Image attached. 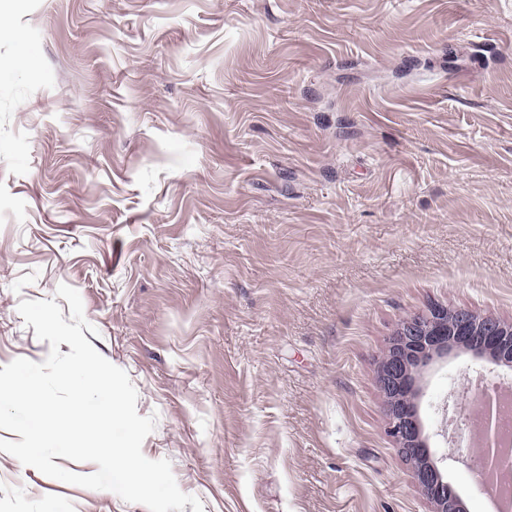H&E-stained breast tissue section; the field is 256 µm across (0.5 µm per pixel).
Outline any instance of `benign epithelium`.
Here are the masks:
<instances>
[{"label":"benign epithelium","instance_id":"7a95c632","mask_svg":"<svg viewBox=\"0 0 512 512\" xmlns=\"http://www.w3.org/2000/svg\"><path fill=\"white\" fill-rule=\"evenodd\" d=\"M454 349L511 368L512 322L461 308L434 307L402 322L380 366L379 383L390 430L400 451L412 462L416 483L433 504V512H465V507L445 480L423 435L418 375L421 367ZM474 401L484 417V468L493 472L507 464L498 448V403L484 392Z\"/></svg>","mask_w":512,"mask_h":512}]
</instances>
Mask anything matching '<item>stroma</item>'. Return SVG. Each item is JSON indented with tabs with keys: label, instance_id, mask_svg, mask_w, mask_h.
<instances>
[{
	"label": "stroma",
	"instance_id": "1",
	"mask_svg": "<svg viewBox=\"0 0 512 512\" xmlns=\"http://www.w3.org/2000/svg\"><path fill=\"white\" fill-rule=\"evenodd\" d=\"M0 366L75 288L142 452L204 512H431L379 369L439 305L512 321V0H0ZM26 65H19L20 55ZM453 457L455 351L419 377ZM0 512H148L0 452Z\"/></svg>",
	"mask_w": 512,
	"mask_h": 512
}]
</instances>
